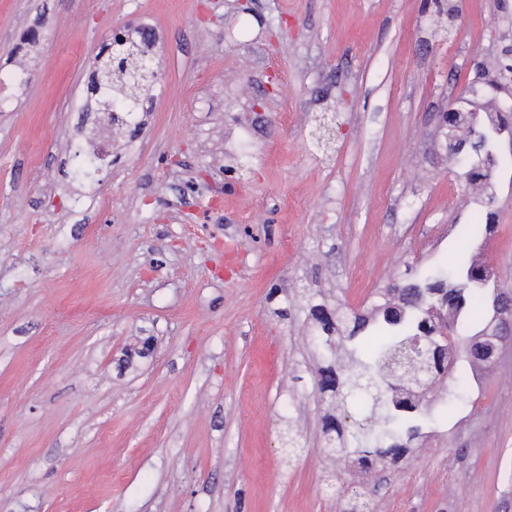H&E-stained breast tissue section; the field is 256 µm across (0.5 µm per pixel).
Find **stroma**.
<instances>
[{
  "mask_svg": "<svg viewBox=\"0 0 512 512\" xmlns=\"http://www.w3.org/2000/svg\"><path fill=\"white\" fill-rule=\"evenodd\" d=\"M142 29L162 80L76 180ZM506 44L497 0H0V512H512V339L376 465L325 445L371 411L319 390L309 314L474 255L512 290V166L473 236L434 119Z\"/></svg>",
  "mask_w": 512,
  "mask_h": 512,
  "instance_id": "35a3bbf8",
  "label": "stroma"
}]
</instances>
